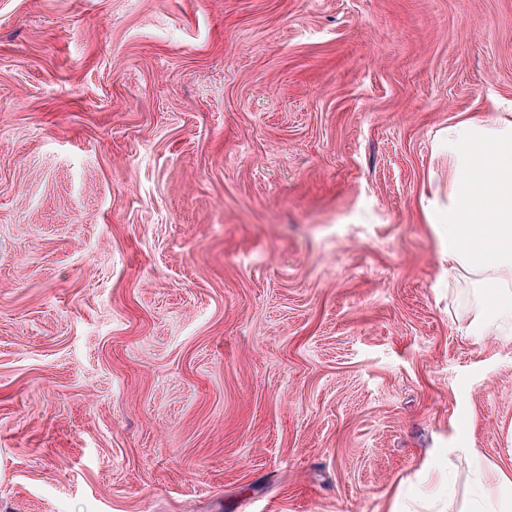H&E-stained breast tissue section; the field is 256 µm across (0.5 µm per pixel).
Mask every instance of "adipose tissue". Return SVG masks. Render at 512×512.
<instances>
[{"label":"adipose tissue","instance_id":"1","mask_svg":"<svg viewBox=\"0 0 512 512\" xmlns=\"http://www.w3.org/2000/svg\"><path fill=\"white\" fill-rule=\"evenodd\" d=\"M448 262L491 301L464 326L512 342V113L478 112L448 126ZM465 512H512V472H475Z\"/></svg>","mask_w":512,"mask_h":512}]
</instances>
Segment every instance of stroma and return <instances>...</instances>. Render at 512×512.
I'll use <instances>...</instances> for the list:
<instances>
[{
    "mask_svg": "<svg viewBox=\"0 0 512 512\" xmlns=\"http://www.w3.org/2000/svg\"><path fill=\"white\" fill-rule=\"evenodd\" d=\"M476 112L512 0H0V512H463Z\"/></svg>",
    "mask_w": 512,
    "mask_h": 512,
    "instance_id": "obj_1",
    "label": "stroma"
}]
</instances>
